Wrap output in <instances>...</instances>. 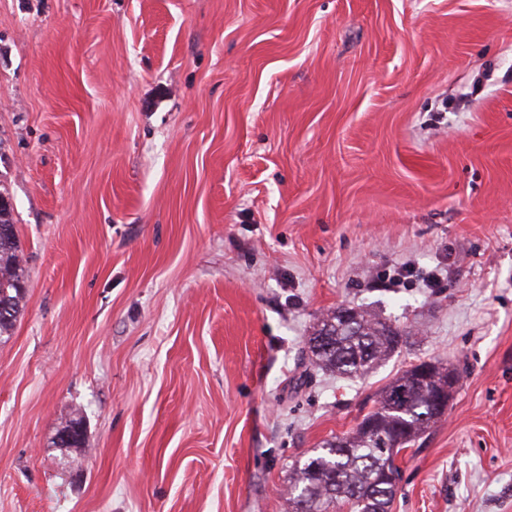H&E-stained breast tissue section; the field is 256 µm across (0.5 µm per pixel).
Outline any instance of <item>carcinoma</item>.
I'll return each instance as SVG.
<instances>
[{"label":"carcinoma","mask_w":512,"mask_h":512,"mask_svg":"<svg viewBox=\"0 0 512 512\" xmlns=\"http://www.w3.org/2000/svg\"><path fill=\"white\" fill-rule=\"evenodd\" d=\"M0 336L11 333L25 305V268L10 204L0 193ZM406 332L363 311L342 319V309L324 317L307 339L310 360L346 377L367 374L406 343ZM430 381L414 378L412 365L401 371L374 400L355 430L325 442L315 455L291 467V512H391L396 488L381 480L394 457L412 447L439 421L432 416L435 387L448 385L452 366L428 361ZM402 392L396 400L397 392Z\"/></svg>","instance_id":"carcinoma-1"}]
</instances>
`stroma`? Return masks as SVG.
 Segmentation results:
<instances>
[{"label":"stroma","instance_id":"35a3bbf8","mask_svg":"<svg viewBox=\"0 0 512 512\" xmlns=\"http://www.w3.org/2000/svg\"><path fill=\"white\" fill-rule=\"evenodd\" d=\"M0 188V512H289L432 359L461 382L392 512H512V0H0ZM339 307L410 337L305 368ZM24 287V288H23ZM25 268L10 204L0 193V336L9 335L25 305ZM7 306L5 313L1 305ZM83 417L80 416L78 413L71 414L64 422L62 426L66 427L63 431H66L72 427L71 430L67 432H61L56 438H55V447L57 448H66L73 439L81 433L85 432V424L82 422ZM81 421V422H80ZM80 422V423H79ZM79 423V424H76ZM85 443V435L84 437H76L71 445V448H83Z\"/></svg>","mask_w":512,"mask_h":512}]
</instances>
